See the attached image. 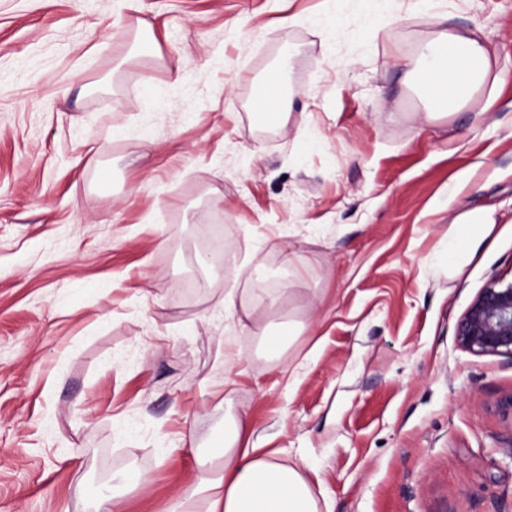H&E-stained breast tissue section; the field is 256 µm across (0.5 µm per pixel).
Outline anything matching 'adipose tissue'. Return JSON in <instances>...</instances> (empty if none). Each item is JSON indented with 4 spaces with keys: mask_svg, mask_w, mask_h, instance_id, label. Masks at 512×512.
<instances>
[{
    "mask_svg": "<svg viewBox=\"0 0 512 512\" xmlns=\"http://www.w3.org/2000/svg\"><path fill=\"white\" fill-rule=\"evenodd\" d=\"M426 19L437 25L435 37L419 55L402 60L406 83L426 105L422 124H435L465 109L481 115L506 81L496 55L476 33L445 26L443 16L430 13ZM494 221V208L485 206L455 215L449 259L461 257ZM253 435L248 415L234 419L209 468L175 498L169 512H317L304 476L306 458L281 463L275 452H259Z\"/></svg>",
    "mask_w": 512,
    "mask_h": 512,
    "instance_id": "obj_1",
    "label": "adipose tissue"
}]
</instances>
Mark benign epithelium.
<instances>
[{"mask_svg": "<svg viewBox=\"0 0 512 512\" xmlns=\"http://www.w3.org/2000/svg\"><path fill=\"white\" fill-rule=\"evenodd\" d=\"M458 345L475 355L512 358V281L491 279L456 327Z\"/></svg>", "mask_w": 512, "mask_h": 512, "instance_id": "1", "label": "benign epithelium"}]
</instances>
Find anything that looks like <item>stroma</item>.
<instances>
[{
	"instance_id": "obj_1",
	"label": "stroma",
	"mask_w": 512,
	"mask_h": 512,
	"mask_svg": "<svg viewBox=\"0 0 512 512\" xmlns=\"http://www.w3.org/2000/svg\"><path fill=\"white\" fill-rule=\"evenodd\" d=\"M325 7L0 0V512H95L107 490L167 512L244 412L307 458L318 512H512V359L455 338L512 279V79L480 125L422 128L397 61L434 37L428 10L512 72V0H394L370 25L345 0L329 36ZM145 25L158 55L135 52ZM279 70L295 109L270 130L249 102ZM480 205L496 224L449 264L451 219ZM217 212L222 265L198 258ZM258 262L288 290L274 316ZM229 288L253 323L306 330L263 357ZM136 469L148 487L125 489Z\"/></svg>"
}]
</instances>
